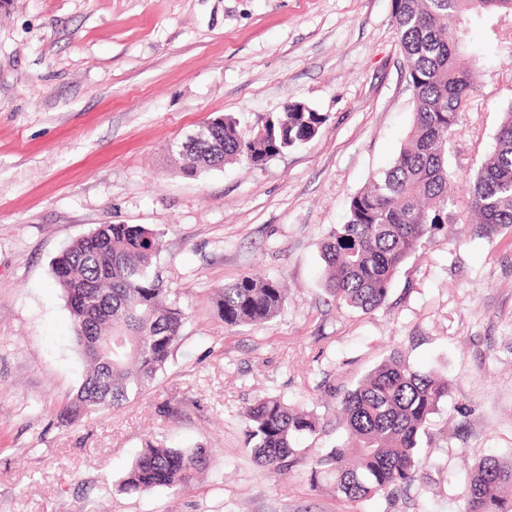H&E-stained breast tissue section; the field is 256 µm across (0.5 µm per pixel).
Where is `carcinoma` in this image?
Returning a JSON list of instances; mask_svg holds the SVG:
<instances>
[{"label": "carcinoma", "mask_w": 512, "mask_h": 512, "mask_svg": "<svg viewBox=\"0 0 512 512\" xmlns=\"http://www.w3.org/2000/svg\"><path fill=\"white\" fill-rule=\"evenodd\" d=\"M512 14V0H393L392 24L413 91L414 120L392 165L351 197L348 221L321 247L326 290L364 312L380 307L400 266L448 222V146L461 113L477 92L467 55L466 21ZM320 113L290 104L245 131L231 116L215 121L216 154L199 147L185 173L196 175L229 161L262 166L315 136ZM466 205L490 234L512 226V105L503 112L493 151L465 182ZM161 247L153 230L137 224H100L72 242L52 274L69 309L74 338L86 363L76 395L58 418L75 423L99 411H117L164 372L182 340L186 314L167 302L168 289L150 268ZM286 294L279 280L245 274L224 285L217 306L227 329L274 319ZM451 381L413 368L399 355L383 361L340 402L346 437L316 460L313 481H333L349 500L394 494L416 482L419 441ZM247 441L260 469L282 475L294 443L316 431L301 408L267 396L245 408ZM208 449L172 448L148 440L121 482L129 493L189 488L206 470ZM512 460L480 461L465 486L466 512H512Z\"/></svg>", "instance_id": "cac0c4a2"}]
</instances>
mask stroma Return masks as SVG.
Segmentation results:
<instances>
[{"label":"stroma","instance_id":"1","mask_svg":"<svg viewBox=\"0 0 512 512\" xmlns=\"http://www.w3.org/2000/svg\"><path fill=\"white\" fill-rule=\"evenodd\" d=\"M393 0H0V512H465L471 467L512 459V227L463 197L364 313L326 292L321 246L412 126ZM478 94L448 152L476 173L512 104V15L474 25ZM302 102L316 135L265 165L184 175L173 147L209 118L251 128ZM101 224L158 233L152 270L186 314L164 373L116 412L66 425L85 362L51 266ZM279 279L271 322L226 330L224 284ZM451 380L407 493L350 501L312 482L341 398L391 352ZM313 412L288 471L264 474L241 413ZM209 450L188 489L126 494L146 438Z\"/></svg>","mask_w":512,"mask_h":512}]
</instances>
